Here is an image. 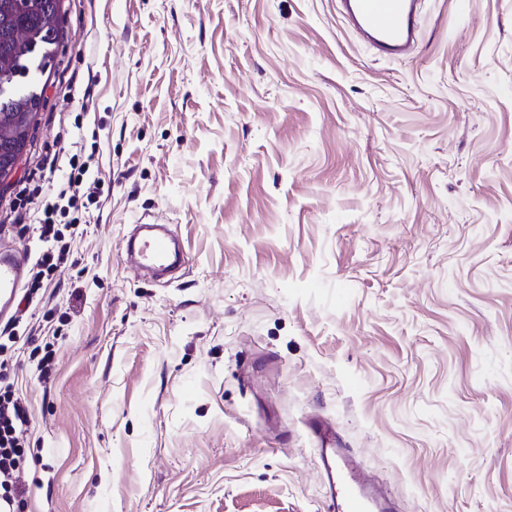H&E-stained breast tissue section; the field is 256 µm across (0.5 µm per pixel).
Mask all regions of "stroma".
<instances>
[{"label":"stroma","instance_id":"stroma-1","mask_svg":"<svg viewBox=\"0 0 512 512\" xmlns=\"http://www.w3.org/2000/svg\"><path fill=\"white\" fill-rule=\"evenodd\" d=\"M421 16L386 60L336 0H62L17 178L66 129L112 187L0 335L11 512H329L322 428L399 512H512V0ZM137 224H142V234L134 238L128 247L136 253L141 267L160 269L182 262L183 256L176 249L173 233L167 225L158 224L149 215L142 217ZM28 416L21 400L8 385L0 387V486L11 481L21 460L22 443L18 433L28 426Z\"/></svg>","mask_w":512,"mask_h":512}]
</instances>
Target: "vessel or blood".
<instances>
[{"label": "vessel or blood", "instance_id": "obj_1", "mask_svg": "<svg viewBox=\"0 0 512 512\" xmlns=\"http://www.w3.org/2000/svg\"><path fill=\"white\" fill-rule=\"evenodd\" d=\"M340 13L375 54L387 59L408 55L421 29L420 0H340ZM141 233L129 248L147 269L166 268L182 262L172 231L149 217L141 219ZM25 262L16 253H0V316L12 308L24 275ZM319 457L329 485L331 512H394L392 498L375 494L358 480L348 449L332 446L324 434Z\"/></svg>", "mask_w": 512, "mask_h": 512}]
</instances>
